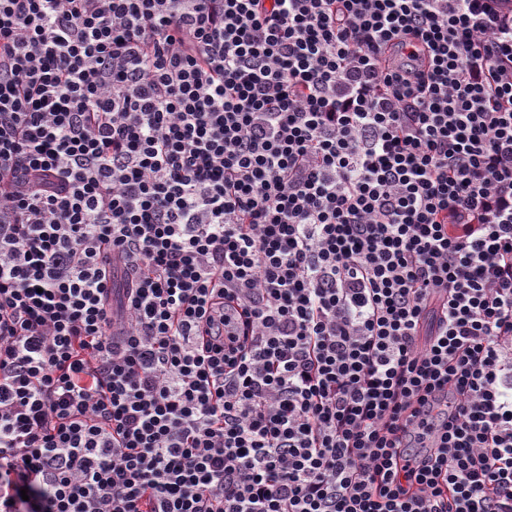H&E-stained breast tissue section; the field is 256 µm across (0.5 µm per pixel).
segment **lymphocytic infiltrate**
<instances>
[{
	"label": "lymphocytic infiltrate",
	"instance_id": "lymphocytic-infiltrate-1",
	"mask_svg": "<svg viewBox=\"0 0 512 512\" xmlns=\"http://www.w3.org/2000/svg\"><path fill=\"white\" fill-rule=\"evenodd\" d=\"M0 512H512V0H0Z\"/></svg>",
	"mask_w": 512,
	"mask_h": 512
}]
</instances>
